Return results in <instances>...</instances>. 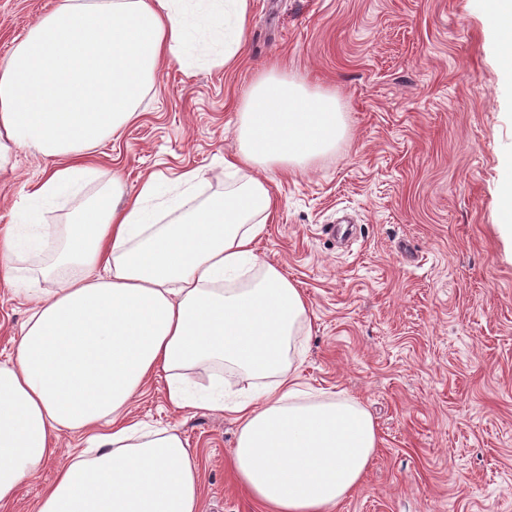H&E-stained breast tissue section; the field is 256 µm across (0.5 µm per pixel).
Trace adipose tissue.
I'll return each instance as SVG.
<instances>
[{"mask_svg": "<svg viewBox=\"0 0 512 512\" xmlns=\"http://www.w3.org/2000/svg\"><path fill=\"white\" fill-rule=\"evenodd\" d=\"M481 7L511 77L512 0ZM252 12L253 0H58L0 65V175L17 149L54 162L0 249L47 261L56 283L0 363V502L79 431L89 452L59 467L37 512H197L186 442L128 415L159 375L174 406L232 415L233 467L270 512H334L361 482L374 421L351 397L306 399L311 303L255 249L276 211L268 173L307 170L344 139L335 94L265 66L238 108L223 193L201 196L193 169L175 197L154 174L134 192L98 183L95 149L139 118L162 67L235 69ZM75 196L67 223H47ZM228 373L250 383L232 402Z\"/></svg>", "mask_w": 512, "mask_h": 512, "instance_id": "obj_1", "label": "adipose tissue"}]
</instances>
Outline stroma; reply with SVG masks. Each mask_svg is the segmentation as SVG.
<instances>
[{
	"label": "stroma",
	"mask_w": 512,
	"mask_h": 512,
	"mask_svg": "<svg viewBox=\"0 0 512 512\" xmlns=\"http://www.w3.org/2000/svg\"><path fill=\"white\" fill-rule=\"evenodd\" d=\"M56 3L0 0V63ZM501 51L477 0H254L235 70L163 69L140 119L100 148L104 176L128 189L196 168L207 196L224 190L238 105L270 60L346 109L336 152L272 182L277 211L256 245L312 303L303 390L354 397L377 425V451L336 512H512V234L500 219L512 84ZM13 163L0 177V236L52 166L22 149ZM344 216L353 234L340 240L329 227ZM37 265L0 276V362L34 297L55 286ZM130 417L186 440L198 512H265L231 467L230 415L174 408L159 376ZM84 448L62 433L0 512H36Z\"/></svg>",
	"instance_id": "stroma-1"
}]
</instances>
